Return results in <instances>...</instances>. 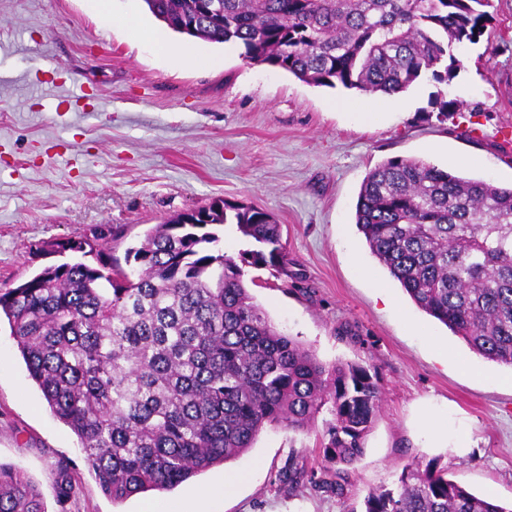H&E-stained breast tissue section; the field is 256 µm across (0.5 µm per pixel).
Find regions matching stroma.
Wrapping results in <instances>:
<instances>
[{
    "instance_id": "35a3bbf8",
    "label": "stroma",
    "mask_w": 512,
    "mask_h": 512,
    "mask_svg": "<svg viewBox=\"0 0 512 512\" xmlns=\"http://www.w3.org/2000/svg\"><path fill=\"white\" fill-rule=\"evenodd\" d=\"M491 12L494 39L457 49L456 79L421 81L365 114L350 106L359 92L220 44L208 49L221 68L171 64L92 0H0V287L55 264L51 242L118 227L122 238L100 246L121 259L174 215L217 199L252 206L273 215L291 261L286 276L247 268L254 302L322 361L369 367L380 392L343 494L319 481L325 411L305 431L266 426L244 454L170 491L115 502L82 471L62 505L55 472L78 461L79 442L1 322L0 464L39 488L47 512H364L369 490L431 459L474 494L512 503V368L475 356L420 310L355 223L365 177L393 157L512 185V0H492ZM440 98L463 106L441 115ZM424 415L447 423L448 444L431 441ZM292 461L307 475L291 491L279 475Z\"/></svg>"
}]
</instances>
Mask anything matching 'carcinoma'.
<instances>
[{"mask_svg":"<svg viewBox=\"0 0 512 512\" xmlns=\"http://www.w3.org/2000/svg\"><path fill=\"white\" fill-rule=\"evenodd\" d=\"M171 30L239 43L252 64L314 86L392 98L429 77L450 82L457 47L476 44L490 0H144ZM149 229L126 256L63 262L0 288L31 380L77 436L82 461L115 502L171 490L239 457L267 425L307 429L329 407L334 424L322 485L343 494L378 410L370 369L327 366L279 330L217 248L234 224L248 266L288 272L280 227L262 209L222 200ZM356 224L370 252L422 311L476 355L512 367V187L394 158L364 179ZM78 469L60 465L58 502ZM0 512H46L38 489L0 465ZM365 512H512L448 479L434 462L405 465L394 489H373Z\"/></svg>","mask_w":512,"mask_h":512,"instance_id":"1","label":"carcinoma"}]
</instances>
